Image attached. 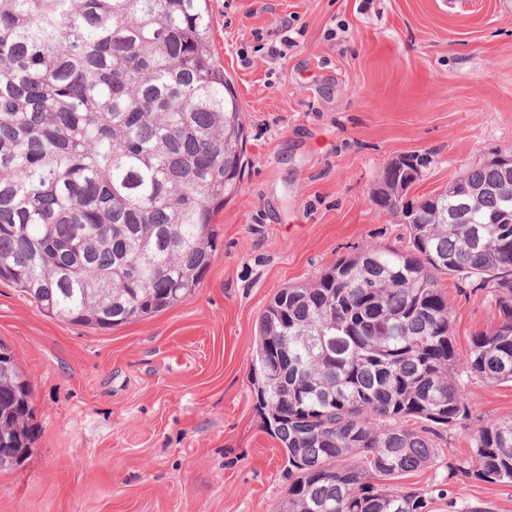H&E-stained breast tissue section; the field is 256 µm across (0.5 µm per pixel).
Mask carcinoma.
<instances>
[{
	"label": "carcinoma",
	"mask_w": 512,
	"mask_h": 512,
	"mask_svg": "<svg viewBox=\"0 0 512 512\" xmlns=\"http://www.w3.org/2000/svg\"><path fill=\"white\" fill-rule=\"evenodd\" d=\"M207 0H0V281L44 316L100 329L199 287L241 187L245 128ZM411 194L428 158L377 177L405 248L370 247L280 289L249 374L282 445L279 512H430L383 481L439 458L472 419L467 380L512 382V160ZM486 290L493 326L457 355L443 279ZM29 385L0 367V453L30 448ZM448 476L512 484V417L481 419Z\"/></svg>",
	"instance_id": "obj_1"
}]
</instances>
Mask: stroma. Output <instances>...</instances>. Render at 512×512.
<instances>
[{"label":"stroma","mask_w":512,"mask_h":512,"mask_svg":"<svg viewBox=\"0 0 512 512\" xmlns=\"http://www.w3.org/2000/svg\"><path fill=\"white\" fill-rule=\"evenodd\" d=\"M211 39L248 136L243 189L196 291L109 330L43 316L0 282V342L32 390L34 437L0 469V512H275L288 487L261 428L249 375L273 296L337 258L404 247L375 209L378 172L406 153L429 164L416 193L512 151V0H210ZM296 41L274 49L282 32ZM455 345L492 326L485 292L446 279ZM475 414L512 416V383L467 387ZM471 428L439 441L435 465L403 477L512 512V485L449 478Z\"/></svg>","instance_id":"1"}]
</instances>
